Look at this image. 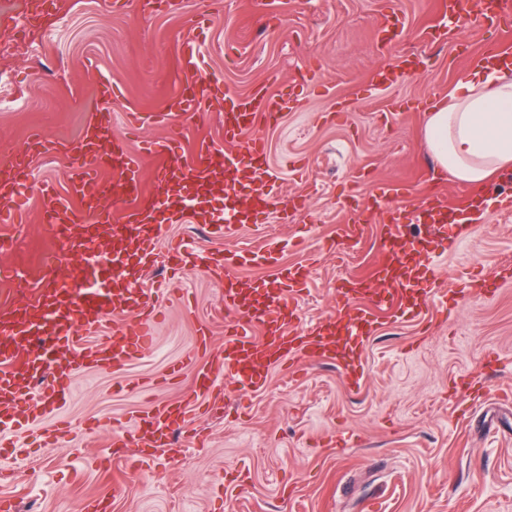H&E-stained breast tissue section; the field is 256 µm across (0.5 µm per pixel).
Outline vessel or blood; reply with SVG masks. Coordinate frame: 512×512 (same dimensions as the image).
<instances>
[{
	"instance_id": "vessel-or-blood-1",
	"label": "vessel or blood",
	"mask_w": 512,
	"mask_h": 512,
	"mask_svg": "<svg viewBox=\"0 0 512 512\" xmlns=\"http://www.w3.org/2000/svg\"><path fill=\"white\" fill-rule=\"evenodd\" d=\"M440 14L442 22L458 28L512 31V0H442ZM180 53L191 82L181 94L170 99L161 113V121L167 124L176 116L185 120L196 118L204 101L219 90L216 81L202 76L203 59L195 40H185ZM289 109V100L265 94L233 99L224 112V135L227 140L236 141L256 119L275 123ZM111 138L112 123L105 118L94 124L92 132L74 142L73 149L84 164L71 175L72 190L78 195L91 185L104 194L114 184L126 193L120 215L95 235L101 242V253L111 255V265L96 266L89 257L90 237L84 227V210L59 202L45 212L43 220L62 228L64 242L77 258V275H59L56 252H46L28 271L27 277L34 287L20 304L11 299V277L0 278L1 430L16 425L15 409L33 380L44 373H53L61 399L70 397L71 375L55 362V354L74 349L85 366L118 368L151 345L159 297L141 288L140 278L129 260L137 258L143 268L153 264L161 230L155 222L156 210L165 207L172 210L174 218H181L185 195L190 192L195 199L192 217L202 224L212 202L223 199L224 221L212 230L217 237L232 232L236 225L251 223L259 211L273 209L280 217L288 215L287 201L274 197L270 191L268 146L262 137H252L233 155L200 144L187 171L177 177L168 174L172 161L169 142L154 143L150 152L163 177L151 192L143 186L138 160L124 147L112 143ZM106 166L113 171L109 183L100 178ZM7 167L14 175L0 181V222L16 224L23 220L29 174L15 158L8 161ZM238 185L249 188L247 202L238 200L234 192ZM376 214L392 229L383 243L374 276L394 271L397 277L393 286L402 298L415 305L428 303L430 291L422 285L423 270L429 263L425 245L405 236L388 204H377ZM451 218L452 206L444 195L424 199L415 208L416 223L427 225L436 236L447 234ZM169 260L180 267L198 262L210 271L222 269L226 283L224 305L234 315L227 326L223 356L201 375L194 389L196 403L207 401L218 378L230 379L239 390L255 389L264 380L263 367L283 364L289 355L306 351L313 357H323L335 351L336 338L342 334L347 337L346 347L358 348L370 334V317L354 316L353 300L347 296L337 302L334 321L318 324L306 333L288 322L282 311L288 295L305 276L301 269H288L270 285L244 281L233 274L237 263L233 254L205 250L193 239L174 247ZM120 312L134 313L135 318L114 331L106 344L80 346V333L97 330L108 314ZM257 322L265 326V337L255 336L253 325ZM186 414L184 405L157 403L137 418L131 439L137 447H150L157 434L181 428Z\"/></svg>"
}]
</instances>
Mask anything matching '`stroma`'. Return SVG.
Wrapping results in <instances>:
<instances>
[{"mask_svg": "<svg viewBox=\"0 0 512 512\" xmlns=\"http://www.w3.org/2000/svg\"><path fill=\"white\" fill-rule=\"evenodd\" d=\"M434 0H0V157L22 153L42 133L57 150L30 158L28 218L0 223L12 235L0 266L35 262L55 230L44 223L50 183L71 200L77 162L67 144L108 115L141 162L144 186L156 180L147 153L171 137L180 162L197 144L224 146L223 99L179 126L131 123L128 113L163 111L184 81L178 48L196 39L208 78L232 96L257 91L293 95L291 112L273 127L258 125L268 143L272 191L290 200L287 219L258 216L213 250L273 253L274 262L239 267V276L274 279L278 267L310 273L295 294L293 322L306 329L325 320L338 285L366 278L380 258L388 227L362 224L347 245L337 239L351 208L366 209L377 186L403 185L394 205L404 232L426 196L473 193L452 174L436 173L423 139L425 112L466 78L497 31L449 29L432 42L424 27ZM420 70L378 84L377 72L405 56ZM118 81L97 97L98 81ZM307 91H299L303 80ZM484 194L504 198L474 228L448 227L432 240L427 286L472 279L466 299L448 297L419 309L377 315L362 350L334 362L300 357L272 368L252 392L219 382L214 398L191 415L183 432L142 449L147 468L126 475L133 416L157 401L189 398L194 369L224 345L231 312L224 278L189 266L173 274L169 301L154 326L155 347L120 372L79 369L64 403L24 405L33 422L6 430L10 448L0 468L5 512H512V176L493 179ZM144 287L168 274L176 241L200 238L199 224L164 220ZM361 374L358 388L347 385ZM69 429L59 449L41 447L56 426ZM124 475L120 486L114 476ZM116 495L101 501L107 490Z\"/></svg>", "mask_w": 512, "mask_h": 512, "instance_id": "1", "label": "stroma"}]
</instances>
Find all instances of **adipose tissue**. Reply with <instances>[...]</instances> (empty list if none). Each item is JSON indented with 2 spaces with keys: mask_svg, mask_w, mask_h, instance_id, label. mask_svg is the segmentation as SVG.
<instances>
[{
  "mask_svg": "<svg viewBox=\"0 0 512 512\" xmlns=\"http://www.w3.org/2000/svg\"><path fill=\"white\" fill-rule=\"evenodd\" d=\"M426 115L424 141L438 169L478 188L512 171V67L476 64Z\"/></svg>",
  "mask_w": 512,
  "mask_h": 512,
  "instance_id": "adipose-tissue-1",
  "label": "adipose tissue"
}]
</instances>
